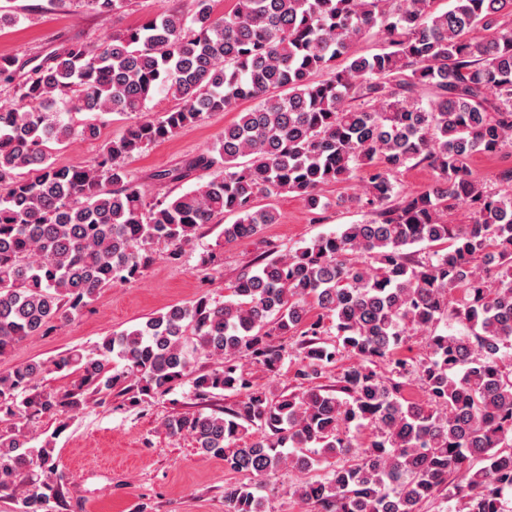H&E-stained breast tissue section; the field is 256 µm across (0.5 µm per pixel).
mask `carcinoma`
Here are the masks:
<instances>
[{
  "label": "carcinoma",
  "instance_id": "carcinoma-1",
  "mask_svg": "<svg viewBox=\"0 0 512 512\" xmlns=\"http://www.w3.org/2000/svg\"><path fill=\"white\" fill-rule=\"evenodd\" d=\"M78 2L108 22L129 0ZM219 2L186 0L98 44L66 40L28 72L0 55L12 89L0 100V355L137 280L152 244L177 262L224 215L236 216L225 241L254 237L278 222L261 197L293 192L316 214L326 186L358 179L350 200L369 219L260 257L222 301L201 296L92 349L0 372V496L19 512L64 497L53 440L29 436L40 417L60 431L115 389L140 405L189 377L201 400L238 397L219 415L163 422L250 476L224 484V512H267L261 491L285 469L306 474L293 494L314 512H420L436 496L448 512H512V167L493 191L466 163L512 144V0ZM374 28L385 48L355 55ZM157 95L177 104L145 115ZM242 101L253 106L211 147L149 179L220 173L148 199L128 160ZM103 114L127 121L123 135L82 165L56 164L55 147L101 137ZM410 163L437 172L436 186L404 190ZM460 204L468 224L448 221ZM411 330L426 335L423 358L400 355ZM288 335L303 386L274 394L244 364L279 376L288 352L274 338ZM198 353L224 363L197 372ZM335 367L334 384H313ZM52 373L73 380L36 390ZM412 379L426 401L405 396Z\"/></svg>",
  "mask_w": 512,
  "mask_h": 512
}]
</instances>
